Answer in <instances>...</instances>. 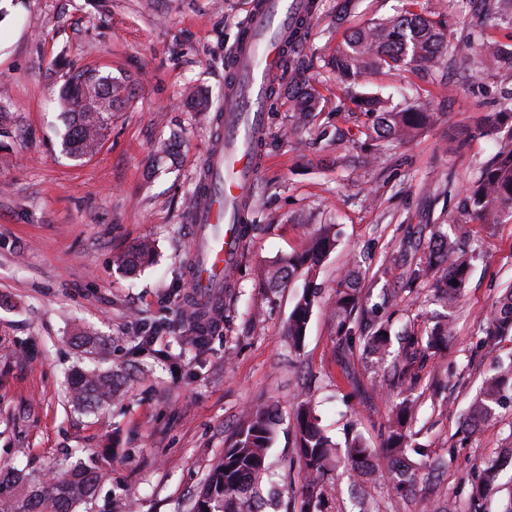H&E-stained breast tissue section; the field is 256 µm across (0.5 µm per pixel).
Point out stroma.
I'll use <instances>...</instances> for the list:
<instances>
[{"label": "stroma", "mask_w": 512, "mask_h": 512, "mask_svg": "<svg viewBox=\"0 0 512 512\" xmlns=\"http://www.w3.org/2000/svg\"><path fill=\"white\" fill-rule=\"evenodd\" d=\"M252 0H0V466L49 473L65 448L106 456L98 512H189L215 461L250 407L278 408L282 421L269 450L270 472L283 489L280 512H299L301 462L293 417L310 401L332 442L356 428L374 451L387 440L393 400L413 394V446L436 468L418 472L397 492L373 480L353 487L344 464L322 484L323 512H358L357 498L380 512H469L485 462L512 444V398L471 438L460 426L484 380L512 360V335L480 345L497 298L512 287V222L476 224L463 249L475 253L452 312L454 333L443 359L418 358L413 386L394 385L391 361L355 345L339 356L330 307L339 280L360 264L366 321L389 320L424 345L441 307L434 282L405 284L403 253L428 252L430 229L455 219L462 193L482 165L512 144V130L489 132L487 116L512 96V77L484 73L478 61L450 63L448 88L423 70H370L357 90L419 104L439 118L414 139L383 142L365 174L340 163L359 153L351 139L370 123L340 112L344 92L325 61L346 30L400 12L404 0H356L335 24L336 0H321L310 35L283 67L269 114L252 207L258 223L224 290L221 323L205 348L188 308L190 191L224 107V59ZM96 68L126 80L99 150L65 153L59 87L69 69ZM315 78L326 97L318 123L337 128L343 145L284 137L291 125L282 92L295 74ZM207 91L208 112L181 103L186 85ZM177 139L176 156H159ZM339 233L316 278L318 294L301 349L286 336L305 280L264 286L265 272L307 248L318 225ZM152 264L135 273L122 262L141 242ZM393 294L382 306L384 294ZM91 330L96 349L74 346ZM112 370L121 390L100 410H74L65 379L72 367Z\"/></svg>", "instance_id": "1"}]
</instances>
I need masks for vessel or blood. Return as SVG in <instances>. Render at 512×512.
<instances>
[{"instance_id": "obj_1", "label": "vessel or blood", "mask_w": 512, "mask_h": 512, "mask_svg": "<svg viewBox=\"0 0 512 512\" xmlns=\"http://www.w3.org/2000/svg\"><path fill=\"white\" fill-rule=\"evenodd\" d=\"M308 0H254L249 29L229 54L234 77L224 89V112L205 158L206 188L191 207L192 250L188 255L190 299L204 318L217 316L223 286L235 274L243 238L239 208L252 202L259 166L252 143L268 131L270 88L283 56L298 44L299 21L310 20Z\"/></svg>"}]
</instances>
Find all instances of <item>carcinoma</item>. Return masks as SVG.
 Wrapping results in <instances>:
<instances>
[{"instance_id":"obj_1","label":"carcinoma","mask_w":512,"mask_h":512,"mask_svg":"<svg viewBox=\"0 0 512 512\" xmlns=\"http://www.w3.org/2000/svg\"><path fill=\"white\" fill-rule=\"evenodd\" d=\"M475 5L478 15L494 25L512 29V0H465ZM477 53L492 69L508 66L512 73V42L505 43L488 36L483 28L474 30L464 43L448 42L444 29L430 18L410 9L397 15L354 29L345 36L327 67L336 75L350 101L373 117L366 136L373 140L406 141L433 122L435 112H422L412 106L400 107L377 94H359L355 86L369 69H400L426 66L442 71L448 57ZM126 87L112 75L98 70L77 69L65 74L60 97L67 115L63 146L68 154L81 158L93 151L105 138L112 112L123 102ZM288 101L293 112V131L318 140L329 136L325 128L313 124L321 111L324 98L315 83L299 78L288 87ZM505 124L512 126V97L503 103V111L494 112L490 129ZM460 217L452 221L451 233L442 225H433V243L428 256L418 262H407L406 284L413 288L440 267L445 277L436 284V298L442 307L451 309L465 288L471 260L460 250V243L471 236L470 225L493 226L512 220V146L501 149L483 166L458 203ZM336 246V236L329 225L320 226L304 251L281 259L268 271L267 288H285L293 277L304 274L308 285L303 289L288 321L287 334L294 349H299L316 298L315 278L326 254ZM151 252L142 243L125 260L133 270L145 262ZM459 285H452V280ZM360 309V275L353 271L343 277L331 308L336 328V343L352 348L362 341L364 351L383 359L391 345L392 329L386 324H371L367 334L352 335ZM512 332V289L495 302L483 329L482 345L495 346L499 337ZM452 321H437L427 334L425 350L433 356L448 351ZM68 397L78 410H89L112 400L118 392L117 379L110 372L96 373L75 369L67 377ZM512 392V362L488 378L479 395L472 401L463 424L466 436L474 435L482 426L498 417L505 393ZM415 416L414 405L405 399L397 404L387 422V445L375 457L363 436L350 430L345 438V460L351 470L365 478L378 470L392 473L399 491L411 488L419 468L409 458L411 444L407 430ZM278 412L270 406L251 408L234 441L204 479L201 491L191 508L196 512H262L275 505L281 490L271 481L268 451L272 447ZM297 445L302 462L300 512H322L321 485L332 461L334 444L326 436L314 408L307 402L296 405ZM498 461H490L481 471L470 501V512H485L488 492L498 478ZM101 462L88 454L78 458L70 468L47 480L21 471L0 474V512H79L81 506L93 505L97 499Z\"/></svg>"}]
</instances>
